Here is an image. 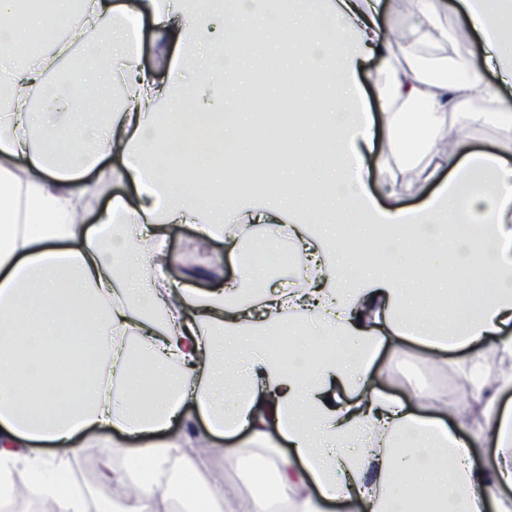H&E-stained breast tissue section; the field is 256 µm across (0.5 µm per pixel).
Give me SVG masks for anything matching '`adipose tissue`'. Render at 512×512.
Segmentation results:
<instances>
[{
    "mask_svg": "<svg viewBox=\"0 0 512 512\" xmlns=\"http://www.w3.org/2000/svg\"><path fill=\"white\" fill-rule=\"evenodd\" d=\"M314 12L288 0H0V33L16 24L62 35L16 43L0 82V502L16 481L38 485L63 512H155L180 500L185 512H324L359 502L362 512H410L419 489L435 512H512V102L475 69L432 70L434 42H484V64L512 84V0H458L465 25L448 29L446 0H414L416 18L396 37L378 22L381 0H327ZM164 55L166 80L140 64L143 20ZM100 33L122 58L112 67L126 102L88 128L96 107L89 63L77 49ZM292 44L295 97L314 111L302 135L268 120L266 147L289 164L269 183L270 202L224 190V161L247 153L250 110L230 89L250 51ZM383 56L380 122L372 124L354 74ZM459 113L449 130V113ZM499 129V152H461L471 129ZM332 135L335 160L312 150ZM448 176L420 206L400 205L403 177L421 163ZM194 173L202 190L179 187ZM134 185L136 204L113 199L98 224L86 210L107 185ZM380 184L386 203L372 194ZM356 221L379 254L337 246L336 222ZM194 225L198 240L223 242L237 281L206 266L190 281L167 273L168 232ZM303 261L259 302L241 282L264 281L284 241ZM217 280L195 288L193 279ZM462 303L448 310L449 284ZM284 336L276 352L270 339ZM410 342L432 363L469 375L481 403L471 421L432 394L431 419L376 383L381 349ZM206 429L181 417L186 405ZM138 437L114 441L113 431ZM245 434L224 449L246 469L250 489L218 497L201 479L217 436ZM101 436L117 498L75 491L73 462ZM288 442L282 451L277 439ZM494 448L477 467L474 442Z\"/></svg>",
    "mask_w": 512,
    "mask_h": 512,
    "instance_id": "obj_1",
    "label": "adipose tissue"
}]
</instances>
